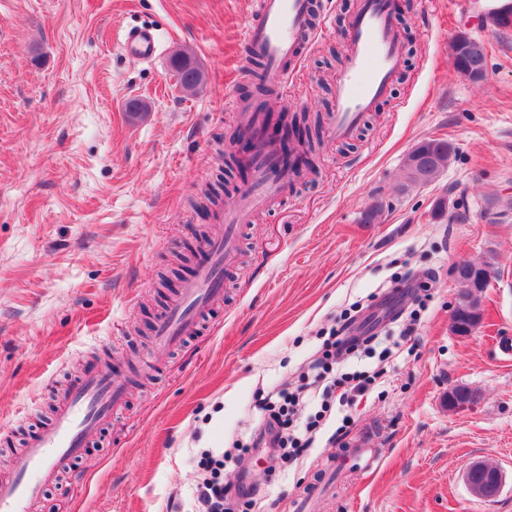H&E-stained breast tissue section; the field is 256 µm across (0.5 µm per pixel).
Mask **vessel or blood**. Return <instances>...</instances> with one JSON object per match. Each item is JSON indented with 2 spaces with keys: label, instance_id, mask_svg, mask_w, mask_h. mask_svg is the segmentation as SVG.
Instances as JSON below:
<instances>
[{
  "label": "vessel or blood",
  "instance_id": "1",
  "mask_svg": "<svg viewBox=\"0 0 512 512\" xmlns=\"http://www.w3.org/2000/svg\"><path fill=\"white\" fill-rule=\"evenodd\" d=\"M397 9V0H359L345 30L347 53L336 78L331 138L351 137L364 113L388 94L396 79L403 63ZM330 26L327 17H314L311 0H256L244 43L249 53L265 62L280 102L288 100L285 89L297 59ZM118 46L143 63L153 62L161 53L155 30L144 26L123 30ZM255 140V156L250 161L253 179L225 214L223 231L208 242L205 263L186 280L157 322L155 344L172 347L196 334L202 314L224 298V272L238 248L242 225L250 223L254 210L274 204L288 182L287 175L275 167L269 139L259 134ZM124 394V385L105 367L74 383L53 416L16 454L12 474L0 479V512H31L41 503L46 488L71 470L88 439L113 417Z\"/></svg>",
  "mask_w": 512,
  "mask_h": 512
}]
</instances>
